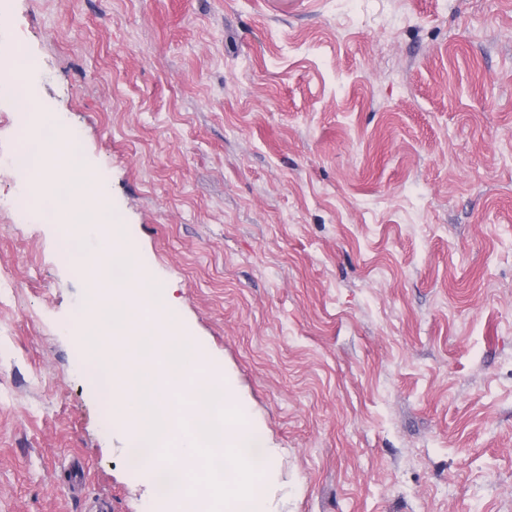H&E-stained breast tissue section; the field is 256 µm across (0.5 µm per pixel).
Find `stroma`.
<instances>
[{
	"instance_id": "1",
	"label": "stroma",
	"mask_w": 512,
	"mask_h": 512,
	"mask_svg": "<svg viewBox=\"0 0 512 512\" xmlns=\"http://www.w3.org/2000/svg\"><path fill=\"white\" fill-rule=\"evenodd\" d=\"M44 108L234 384L267 512H512V0H0ZM0 97V512H156L92 274Z\"/></svg>"
}]
</instances>
